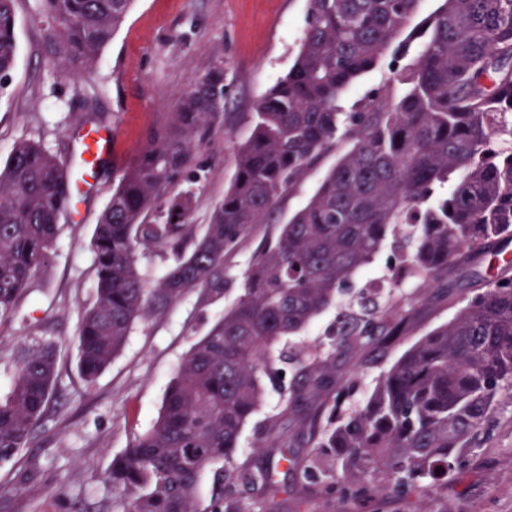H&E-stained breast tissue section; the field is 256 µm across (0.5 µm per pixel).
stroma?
Here are the masks:
<instances>
[{
  "label": "stroma",
  "instance_id": "1",
  "mask_svg": "<svg viewBox=\"0 0 512 512\" xmlns=\"http://www.w3.org/2000/svg\"><path fill=\"white\" fill-rule=\"evenodd\" d=\"M308 0H133L123 23L90 69L72 76L48 42L41 0H15L18 53L0 86V164L22 140L41 143L81 172L83 121L96 116L111 150L87 180L78 183V203L61 219L47 264L37 273L11 319L0 325V395L12 383L25 347L38 340L59 348L53 399L33 440L13 459L0 462V512H113L120 497L106 475L112 461L155 424L165 393L191 348L238 299L244 273L256 252L274 241L281 224L303 207L334 164L330 151L271 218L254 225L224 263V297L206 304L195 289L165 309L138 320L121 352L94 382L77 369L82 313L97 296L91 237L109 200L112 184L134 167L152 132L168 122L190 78L223 62L227 83L223 119L205 135L181 190L194 194L191 223L205 224L234 177V153L251 132L255 106L294 63L306 27ZM419 41H412V50ZM410 54L386 56L348 87L340 111L394 88L393 77L411 63ZM396 253L385 246L373 262L344 286L335 302L298 336L279 345L285 358L264 378L262 407L248 420L235 465L234 494L242 512H333L321 484L304 482L279 465L276 497L262 495L249 476L268 466L261 440L283 444L289 455L307 458L313 444L296 415L284 412L295 370L289 358L312 359L334 342L337 314L354 305L370 277L383 294L406 302L413 288L392 277ZM473 278L433 290L411 310V324L397 339L351 343L336 367V389L348 390L345 410L363 405L376 379L423 333L450 319ZM496 426L480 446L468 449L469 464L449 482L448 493L412 499L409 512H512V389L499 397Z\"/></svg>",
  "mask_w": 512,
  "mask_h": 512
}]
</instances>
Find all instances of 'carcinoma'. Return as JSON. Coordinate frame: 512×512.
Segmentation results:
<instances>
[{
    "instance_id": "carcinoma-1",
    "label": "carcinoma",
    "mask_w": 512,
    "mask_h": 512,
    "mask_svg": "<svg viewBox=\"0 0 512 512\" xmlns=\"http://www.w3.org/2000/svg\"><path fill=\"white\" fill-rule=\"evenodd\" d=\"M15 0H0V79L16 59ZM50 39L76 73L93 65L133 0H43ZM419 0H308L306 29L287 75L258 102L252 131L235 153V176L210 223H189L192 194L161 205L188 173L201 130L221 118L226 84L219 62L193 77L168 125L112 187L96 224L97 299L80 323L78 367L94 381L122 350L134 323L190 289L202 302L224 296V259L254 224L336 143L344 151L317 191L280 226L244 274L242 294L179 366L155 425L112 462L107 481L121 489L117 512H240L233 488L215 472L201 507V471L234 465L242 428L263 401L269 351L298 336L371 263L387 237L407 225L401 273L421 300L448 285L476 256H493L497 274L455 314L420 336L375 383L364 406L342 409L333 388L336 355L347 343L400 335L402 306L365 312L333 352L297 364L285 410L311 401L326 423L304 427L317 448L309 459L280 453L308 477L329 468L325 492L355 512L386 499L444 495L466 466L464 450L495 419L501 389L512 386V0H443L421 32L413 64L397 73L401 93L337 108L340 94L372 70L416 14ZM454 181L451 191L436 187ZM70 173L39 144L22 141L0 166V323L43 267L60 228ZM161 247L176 265L149 288L137 249ZM58 351L38 342L21 356L0 396V460L30 442L53 393ZM440 473H435V470ZM279 492L272 466L253 476Z\"/></svg>"
}]
</instances>
